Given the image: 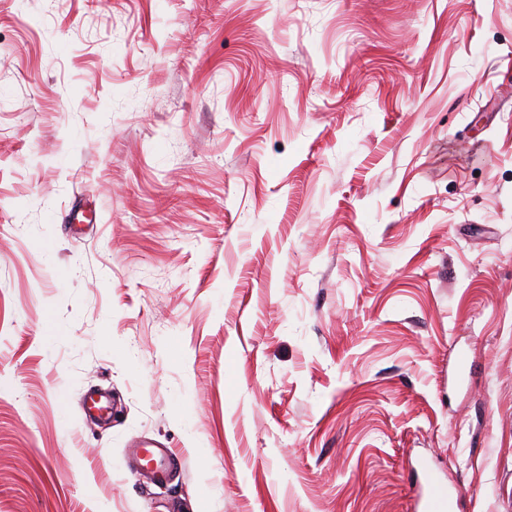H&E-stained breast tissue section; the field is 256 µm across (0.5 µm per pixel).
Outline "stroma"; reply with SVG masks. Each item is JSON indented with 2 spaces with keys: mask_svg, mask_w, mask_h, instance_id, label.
Instances as JSON below:
<instances>
[{
  "mask_svg": "<svg viewBox=\"0 0 512 512\" xmlns=\"http://www.w3.org/2000/svg\"><path fill=\"white\" fill-rule=\"evenodd\" d=\"M431 476L512 512V0H0V512Z\"/></svg>",
  "mask_w": 512,
  "mask_h": 512,
  "instance_id": "stroma-1",
  "label": "stroma"
}]
</instances>
